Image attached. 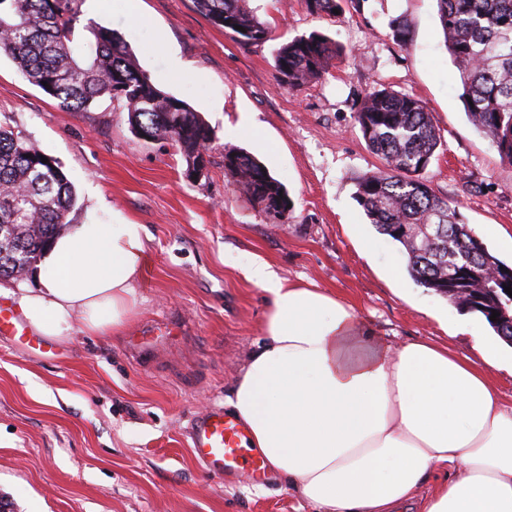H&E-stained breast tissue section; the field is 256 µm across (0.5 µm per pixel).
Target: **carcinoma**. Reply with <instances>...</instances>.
Here are the masks:
<instances>
[{"label":"carcinoma","instance_id":"1","mask_svg":"<svg viewBox=\"0 0 512 512\" xmlns=\"http://www.w3.org/2000/svg\"><path fill=\"white\" fill-rule=\"evenodd\" d=\"M448 54L459 71L465 114L512 163V0H436ZM212 24L245 45L265 43L269 27L248 0H193ZM316 17L343 10L342 0H304ZM75 0H0V53L10 56L33 85L61 106L85 112L101 99L123 103L130 128L170 139L186 167L204 160L213 130L185 101L160 88L140 69L113 30L79 26ZM243 27L244 31L237 30ZM339 55L314 31L282 44L275 54L278 84L298 90L323 77ZM355 121L385 169L356 180L355 199L375 229L402 245L409 276L463 310L481 314L512 344V297L480 281L488 267H512L496 257L466 224L458 208L435 194L428 168L440 144L422 103L377 89L355 105ZM0 128V279L17 280L69 227L76 196L53 158ZM224 175L263 210L281 217L291 208L283 185L256 158L224 153ZM499 312L490 320L491 311Z\"/></svg>","mask_w":512,"mask_h":512}]
</instances>
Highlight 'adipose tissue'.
Returning a JSON list of instances; mask_svg holds the SVG:
<instances>
[{
	"label": "adipose tissue",
	"instance_id": "obj_1",
	"mask_svg": "<svg viewBox=\"0 0 512 512\" xmlns=\"http://www.w3.org/2000/svg\"><path fill=\"white\" fill-rule=\"evenodd\" d=\"M146 237L142 224L70 225L41 256L37 287L0 296L59 343L76 322L120 334ZM245 273L265 296V334L226 404L298 498L316 512H512V401L491 378L512 373L505 342L474 333L478 362L424 338L383 345L331 292L261 260Z\"/></svg>",
	"mask_w": 512,
	"mask_h": 512
}]
</instances>
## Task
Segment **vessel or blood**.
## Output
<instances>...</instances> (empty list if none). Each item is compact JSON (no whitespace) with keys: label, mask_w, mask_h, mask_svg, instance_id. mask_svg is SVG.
<instances>
[{"label":"vessel or blood","mask_w":512,"mask_h":512,"mask_svg":"<svg viewBox=\"0 0 512 512\" xmlns=\"http://www.w3.org/2000/svg\"><path fill=\"white\" fill-rule=\"evenodd\" d=\"M0 335L18 338L30 348H41L39 339L30 337L23 320L12 309L0 305ZM194 457L207 473L243 475L258 482L266 474L262 453L250 447L244 423L223 407L205 410L195 420L189 436Z\"/></svg>","instance_id":"obj_1"}]
</instances>
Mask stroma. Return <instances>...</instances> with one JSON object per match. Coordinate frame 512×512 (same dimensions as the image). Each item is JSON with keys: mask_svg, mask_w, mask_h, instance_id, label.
I'll return each mask as SVG.
<instances>
[{"mask_svg": "<svg viewBox=\"0 0 512 512\" xmlns=\"http://www.w3.org/2000/svg\"><path fill=\"white\" fill-rule=\"evenodd\" d=\"M82 23L110 28L164 92L214 131L203 177H187L170 140L130 130L117 102L72 112L0 54V126L54 158L76 192L72 222L145 225L139 303L122 335H85L30 350L0 337V503L7 512H314L276 476L260 484L206 474L188 434L223 404L263 335L265 301L243 269L260 258L281 277L336 293L379 343L428 338L478 359L469 325L446 298L406 271L403 247L375 235L355 182L383 168L354 119L381 87L430 112L440 145L428 170L488 249L512 265V164L468 121L436 0H353L311 16L303 0H251L265 44H241L192 0H79ZM406 22L407 43L392 22ZM313 31L343 50L322 79L298 91L275 79L276 48ZM189 63L174 69L173 58ZM260 160L292 208L266 214L224 175V154Z\"/></svg>", "mask_w": 512, "mask_h": 512, "instance_id": "stroma-1", "label": "stroma"}]
</instances>
